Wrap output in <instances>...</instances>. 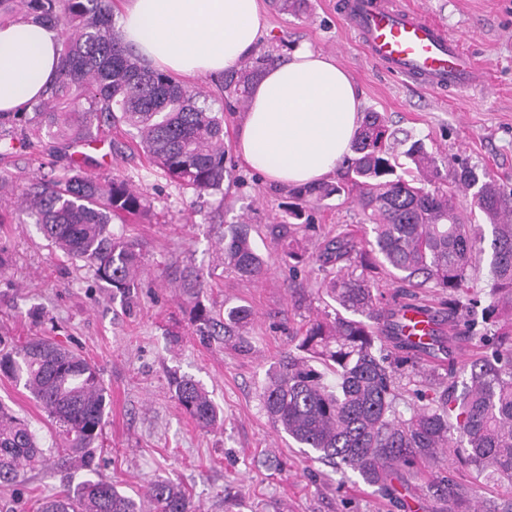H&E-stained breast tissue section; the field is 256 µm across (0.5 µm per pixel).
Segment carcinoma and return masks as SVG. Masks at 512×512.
<instances>
[{
	"instance_id": "carcinoma-1",
	"label": "carcinoma",
	"mask_w": 512,
	"mask_h": 512,
	"mask_svg": "<svg viewBox=\"0 0 512 512\" xmlns=\"http://www.w3.org/2000/svg\"><path fill=\"white\" fill-rule=\"evenodd\" d=\"M23 20L61 33L58 80L30 111L0 112V149H15L30 137L49 135L76 145L101 126L133 130L136 148L152 170L203 194H224L226 166L224 112L244 106L251 85L272 58L261 55L224 75V110L215 112L201 88L188 86L143 65L119 41L112 26L111 0H0V23ZM336 182L288 190L297 203L288 209L300 228L305 204L347 196L371 225L358 244L343 229L326 238L316 255L288 245V263H314L325 276L323 290L336 303L295 335L290 348L268 370L262 408L277 431L304 454L337 470L349 469L390 502L399 486L433 471L438 498L433 512H470L476 486L496 478L504 495L485 512H512V191L486 170L455 167L390 130L378 112L365 114ZM409 161L397 173L399 156ZM471 194L491 232L488 290H474L475 257L485 252V230L469 223L453 192ZM16 205L33 216L58 251L81 261L112 294L130 301L138 288L142 256L138 244L112 230V220L141 216L146 199L125 180L106 184L77 164L57 177L33 184ZM224 266L246 281L268 271L243 224H228L221 240ZM400 284L392 300L376 293L379 275ZM190 321L203 338L224 337L240 352L252 348L249 309H224L214 316L201 300L196 271L182 278ZM448 296L444 315L459 333L474 340L480 355L461 370L430 375L417 402L400 410L407 385L423 369L429 342L405 335L410 324L398 312L430 315L424 296ZM0 375L22 385L41 404L58 430L59 446L45 449L29 424L0 403V487L25 481L48 461L77 466L86 478L37 500L35 512H199L180 484L155 479L141 501L98 476L96 448L102 435L107 388L98 367L61 342L41 336L13 347L0 339ZM174 397L204 430L222 421L209 392L190 377L171 381ZM460 446L451 448L453 434ZM452 449L470 480H457L441 453Z\"/></svg>"
}]
</instances>
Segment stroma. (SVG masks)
I'll return each mask as SVG.
<instances>
[{
	"instance_id": "obj_1",
	"label": "stroma",
	"mask_w": 512,
	"mask_h": 512,
	"mask_svg": "<svg viewBox=\"0 0 512 512\" xmlns=\"http://www.w3.org/2000/svg\"><path fill=\"white\" fill-rule=\"evenodd\" d=\"M439 22L486 72L485 92L435 95L371 61L338 14L337 0H307L283 12L262 0L266 35L256 55L287 59L306 45L333 56L352 76L365 111L422 141L429 152L486 169L512 190V0H404ZM84 169L99 181L121 177L144 193L148 215L116 225L142 247L138 297L126 302L82 263L62 256L24 212L10 209L0 224V337L19 345L47 336L95 363L108 388L102 432V474L119 490L142 496L147 481L183 485L201 512H428L432 490L412 481L407 507L388 506L352 471L312 462L261 410L265 373L288 349V338L325 306L315 265L292 273L278 224L288 219V189L277 187L232 157L234 181L223 196H197L148 174L130 138L99 134L85 147ZM73 150L48 137L0 152L9 198L37 176L56 174ZM310 229L299 237L315 250L324 234H361L354 202L332 197L307 208ZM246 222L267 273L246 282L224 269L219 240L228 224ZM203 274V301L215 311L243 306L251 313L253 348L243 354L195 334L174 286L186 270ZM199 381L224 412L223 427L205 431L175 402L173 378ZM0 402L26 420L43 447L55 430L31 394L0 377ZM85 477L51 467L30 472L17 490L0 488V506L31 512L34 501Z\"/></svg>"
}]
</instances>
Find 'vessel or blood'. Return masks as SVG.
Masks as SVG:
<instances>
[{
  "instance_id": "obj_1",
  "label": "vessel or blood",
  "mask_w": 512,
  "mask_h": 512,
  "mask_svg": "<svg viewBox=\"0 0 512 512\" xmlns=\"http://www.w3.org/2000/svg\"><path fill=\"white\" fill-rule=\"evenodd\" d=\"M343 18L371 60L441 94L485 90V73L443 26L400 0H345Z\"/></svg>"
}]
</instances>
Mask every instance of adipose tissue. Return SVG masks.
Wrapping results in <instances>:
<instances>
[{"label": "adipose tissue", "instance_id": "ef3b65f1", "mask_svg": "<svg viewBox=\"0 0 512 512\" xmlns=\"http://www.w3.org/2000/svg\"><path fill=\"white\" fill-rule=\"evenodd\" d=\"M117 19L121 42L174 77L236 69L265 35L259 0H122ZM60 63L52 30L0 24V112L30 109L57 80ZM361 120L351 75L335 58L302 46L253 85L235 148L269 183H317L350 156Z\"/></svg>", "mask_w": 512, "mask_h": 512}]
</instances>
